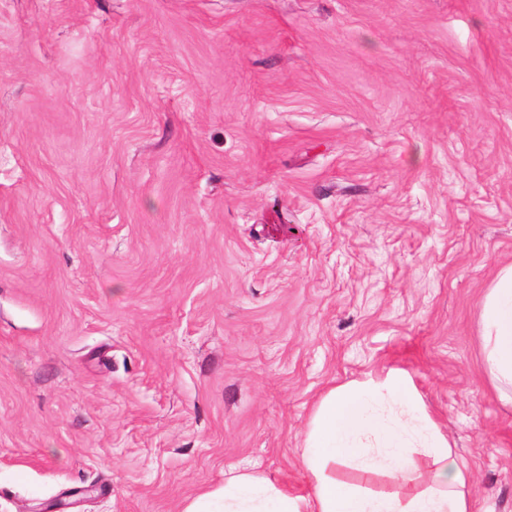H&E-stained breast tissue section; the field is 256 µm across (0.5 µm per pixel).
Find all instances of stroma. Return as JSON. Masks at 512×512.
Masks as SVG:
<instances>
[{
	"label": "stroma",
	"instance_id": "obj_1",
	"mask_svg": "<svg viewBox=\"0 0 512 512\" xmlns=\"http://www.w3.org/2000/svg\"><path fill=\"white\" fill-rule=\"evenodd\" d=\"M508 264L512 0H0V512L307 491L392 371L512 512ZM488 370L501 399L512 404V265L500 269L480 310Z\"/></svg>",
	"mask_w": 512,
	"mask_h": 512
}]
</instances>
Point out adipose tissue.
<instances>
[{"label": "adipose tissue", "instance_id": "obj_1", "mask_svg": "<svg viewBox=\"0 0 512 512\" xmlns=\"http://www.w3.org/2000/svg\"><path fill=\"white\" fill-rule=\"evenodd\" d=\"M480 325L491 379L512 404V265L500 269L485 294ZM415 452L430 457L434 469L424 488L407 497L369 493L336 478L337 466L346 465L403 482ZM300 459L309 493L236 473L225 477L219 495L202 496L185 512H472L466 468L399 373L328 390L310 418Z\"/></svg>", "mask_w": 512, "mask_h": 512}]
</instances>
